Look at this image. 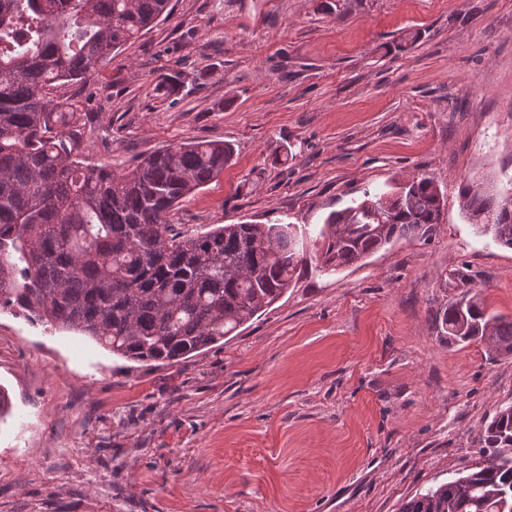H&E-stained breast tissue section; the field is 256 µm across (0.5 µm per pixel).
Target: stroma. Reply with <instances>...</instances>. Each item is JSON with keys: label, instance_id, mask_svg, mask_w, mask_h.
<instances>
[{"label": "stroma", "instance_id": "35a3bbf8", "mask_svg": "<svg viewBox=\"0 0 512 512\" xmlns=\"http://www.w3.org/2000/svg\"><path fill=\"white\" fill-rule=\"evenodd\" d=\"M170 16L54 99L87 163L190 140L233 163L173 210L216 224L325 217L416 176L431 240L358 268L301 267L238 335L176 366L131 362L0 308V512H398L479 463L512 356L431 316L481 293L512 320V249L477 234L463 181L512 179V0H171ZM417 44L397 47L402 31ZM181 74L168 94L154 87Z\"/></svg>", "mask_w": 512, "mask_h": 512}]
</instances>
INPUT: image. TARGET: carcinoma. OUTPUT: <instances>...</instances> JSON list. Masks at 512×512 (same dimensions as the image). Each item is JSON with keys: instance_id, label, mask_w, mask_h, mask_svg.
<instances>
[{"instance_id": "1", "label": "carcinoma", "mask_w": 512, "mask_h": 512, "mask_svg": "<svg viewBox=\"0 0 512 512\" xmlns=\"http://www.w3.org/2000/svg\"><path fill=\"white\" fill-rule=\"evenodd\" d=\"M170 0H0V303L78 332L123 358L171 366L272 306L304 262L293 224H220L182 233L167 215L231 164L233 147L192 140L122 171L78 160L76 112L46 89L92 76L170 15ZM477 231L512 248V193L460 187ZM443 195L415 177L331 212L322 268L360 267L400 239H429ZM448 341L512 355V321L474 294L434 317ZM483 462L416 493L399 512H512V404L481 432Z\"/></svg>"}]
</instances>
